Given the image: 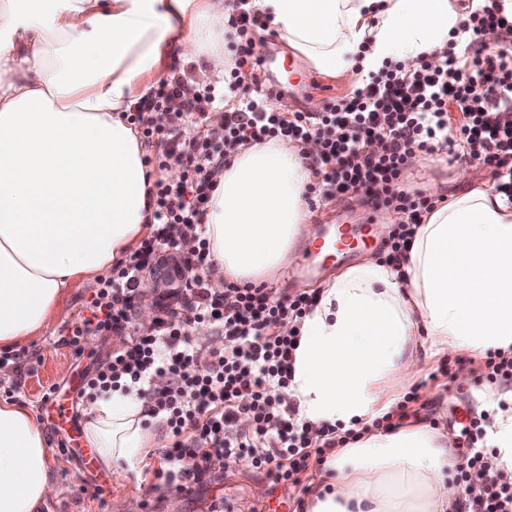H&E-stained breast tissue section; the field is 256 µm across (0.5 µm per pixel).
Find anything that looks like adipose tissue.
I'll return each mask as SVG.
<instances>
[{
  "instance_id": "1",
  "label": "adipose tissue",
  "mask_w": 512,
  "mask_h": 512,
  "mask_svg": "<svg viewBox=\"0 0 512 512\" xmlns=\"http://www.w3.org/2000/svg\"><path fill=\"white\" fill-rule=\"evenodd\" d=\"M482 0H252L280 38L350 86L386 61H443L448 38ZM228 0H0V345L43 330L75 282L131 254L150 233L154 177L129 112L175 61L234 62ZM302 147L243 148L218 176L203 224L205 274L273 282L309 221ZM512 351V206L493 186L452 197L416 228L397 266L368 259L322 284L300 325L285 403L301 420L368 423L408 385L422 354ZM85 441L107 470H135L157 436L138 391L87 408ZM451 436L417 425L372 431L337 449L329 489L306 512H451ZM53 491L33 413L0 403V512H38Z\"/></svg>"
}]
</instances>
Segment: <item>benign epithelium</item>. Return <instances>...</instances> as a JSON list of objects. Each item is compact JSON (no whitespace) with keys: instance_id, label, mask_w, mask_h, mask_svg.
Listing matches in <instances>:
<instances>
[{"instance_id":"obj_1","label":"benign epithelium","mask_w":512,"mask_h":512,"mask_svg":"<svg viewBox=\"0 0 512 512\" xmlns=\"http://www.w3.org/2000/svg\"><path fill=\"white\" fill-rule=\"evenodd\" d=\"M185 270L182 256L177 252H170L140 279L136 314L139 322H156V311L160 301L178 296Z\"/></svg>"}]
</instances>
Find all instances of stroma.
Listing matches in <instances>:
<instances>
[{
  "mask_svg": "<svg viewBox=\"0 0 512 512\" xmlns=\"http://www.w3.org/2000/svg\"><path fill=\"white\" fill-rule=\"evenodd\" d=\"M493 168L473 162L449 163L444 153L421 156L418 163L407 166L402 187L409 192L448 199L485 184L496 183ZM307 233L297 237L290 248L289 261L273 284V296L281 298L299 293H314L317 287L342 269L356 265L362 256L385 261L387 236H375L365 252H354L341 258L317 256L316 269H302V248L311 238L328 235L338 220L351 224H369L373 228L399 222V215L376 211L360 197L338 196L311 208ZM98 287L97 281H79L61 299L64 318L53 320L40 334L17 344L0 346V356L8 355V374L0 373V401L8 398L12 388L23 392L20 405L30 409L41 423L49 443L53 494L41 512H129L138 506L140 512H209L218 504L221 512H281L278 502H285L282 512H302L301 505L323 483L324 467L310 465L296 488L274 485L265 474L256 472L249 459L237 460L225 468L217 482L202 489L178 493L168 490L156 475L160 467L158 453H151L141 472L118 474L99 468L84 469L76 453L60 451L59 428L64 419L83 424L84 403H66L64 413H50L41 406V396L49 387L73 392L81 384L85 370L104 363L112 352L125 347L142 325L120 335L87 336L82 354H75L64 342L65 336L88 307ZM484 357L460 352L421 358L417 383L419 397L407 407V425L429 424L448 432L454 439L457 454H465V433L471 417L495 413L503 385L485 380Z\"/></svg>",
  "mask_w": 512,
  "mask_h": 512,
  "instance_id": "stroma-1",
  "label": "stroma"
}]
</instances>
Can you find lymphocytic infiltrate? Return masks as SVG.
<instances>
[{"label":"lymphocytic infiltrate","mask_w":512,"mask_h":512,"mask_svg":"<svg viewBox=\"0 0 512 512\" xmlns=\"http://www.w3.org/2000/svg\"><path fill=\"white\" fill-rule=\"evenodd\" d=\"M246 4L232 0L226 22V46L236 63L226 88L173 76L160 80L130 114L144 147L155 150L156 167L177 163L183 177L155 182L154 236L100 279L89 316L70 328L66 340L78 353L83 337L125 330L139 273L160 248L182 253L189 270L186 302L168 308L163 330L135 336L130 346L113 352L86 375L80 390L94 399L123 383L138 387L150 401L151 415L168 430L171 444L162 451L160 474L180 492L215 481L218 471L244 456L275 483L296 486L309 463L324 464L325 450L362 435L339 425L312 430L278 394L291 379L298 325L312 305L308 296L282 300L251 284H228L216 292L201 275L210 244L195 228L204 221L216 174L235 153L269 140L298 146L318 141L319 151L309 159L310 204L337 191H365L375 208L401 217L388 241L397 258L436 207L429 197L401 188L410 158L443 151L451 161L493 165L512 175V21L501 15L497 0L471 12L452 33L442 64L425 62L410 74L388 64L353 97L329 101L319 112L283 109L245 83L244 70H258L260 64L252 38L260 19ZM481 36L495 38L500 50L482 54ZM230 94L236 106L225 112L223 122L207 126L209 112ZM452 109L462 116L453 131L448 128ZM155 112L168 113V126L153 123ZM189 121L202 124L201 134L183 136ZM374 133L381 140L375 154L366 142ZM204 322L223 333V349L192 341L189 324ZM158 376L168 377L166 388L153 389ZM488 424L483 414L470 420V451L455 473L461 484L480 474L483 491L457 503L454 512H512V473L498 468L494 454L480 446Z\"/></svg>","instance_id":"obj_1"}]
</instances>
